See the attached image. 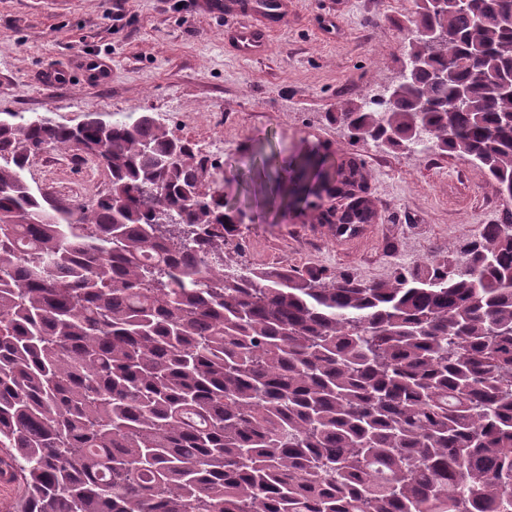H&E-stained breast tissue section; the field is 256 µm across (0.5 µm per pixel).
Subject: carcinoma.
Returning a JSON list of instances; mask_svg holds the SVG:
<instances>
[{
	"mask_svg": "<svg viewBox=\"0 0 512 512\" xmlns=\"http://www.w3.org/2000/svg\"><path fill=\"white\" fill-rule=\"evenodd\" d=\"M393 99L349 144H429L512 201V0H414ZM108 191H36V152ZM222 166L144 113L0 112V464L17 512H512V211L392 277L241 267ZM338 183L363 188L357 159ZM324 176L308 157L278 184ZM209 185V192L197 193ZM368 200L325 224H367ZM48 153H53L57 158L56 165L50 172L39 161L42 156ZM40 154L31 157L28 165L27 178L34 189L39 187L65 200L79 199L88 202L97 196L84 193L73 196L61 193L59 190L62 187L78 188L81 185L92 183H96L99 187L105 184L108 185V177L103 170L82 166L78 157L73 156V153H61L50 150Z\"/></svg>",
	"mask_w": 512,
	"mask_h": 512,
	"instance_id": "obj_1",
	"label": "carcinoma"
}]
</instances>
